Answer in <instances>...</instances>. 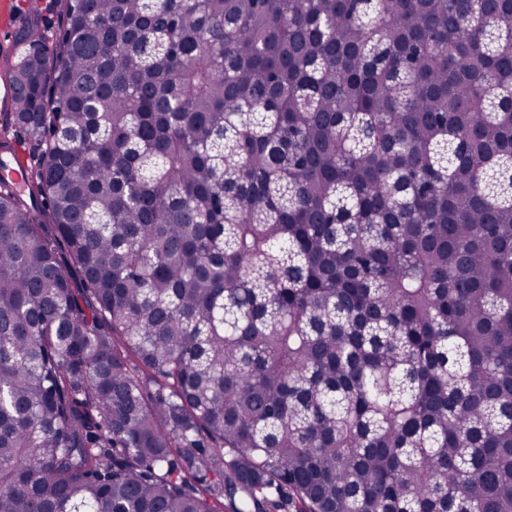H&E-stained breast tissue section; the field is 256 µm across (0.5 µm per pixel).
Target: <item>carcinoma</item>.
<instances>
[{
    "instance_id": "1",
    "label": "carcinoma",
    "mask_w": 512,
    "mask_h": 512,
    "mask_svg": "<svg viewBox=\"0 0 512 512\" xmlns=\"http://www.w3.org/2000/svg\"><path fill=\"white\" fill-rule=\"evenodd\" d=\"M60 17L0 113V512H512V0Z\"/></svg>"
}]
</instances>
